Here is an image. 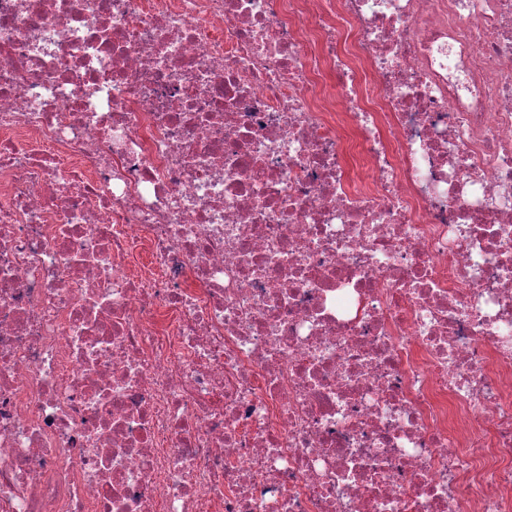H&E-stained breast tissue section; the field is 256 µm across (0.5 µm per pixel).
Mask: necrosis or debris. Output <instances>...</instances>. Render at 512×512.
I'll use <instances>...</instances> for the list:
<instances>
[{
  "instance_id": "1",
  "label": "necrosis or debris",
  "mask_w": 512,
  "mask_h": 512,
  "mask_svg": "<svg viewBox=\"0 0 512 512\" xmlns=\"http://www.w3.org/2000/svg\"><path fill=\"white\" fill-rule=\"evenodd\" d=\"M0 512H512V0H0Z\"/></svg>"
}]
</instances>
